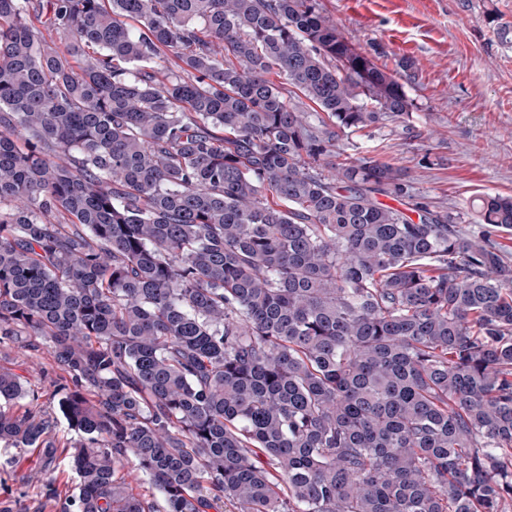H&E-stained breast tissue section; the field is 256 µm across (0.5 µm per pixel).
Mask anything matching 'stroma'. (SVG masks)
Masks as SVG:
<instances>
[{"instance_id":"1","label":"stroma","mask_w":512,"mask_h":512,"mask_svg":"<svg viewBox=\"0 0 512 512\" xmlns=\"http://www.w3.org/2000/svg\"><path fill=\"white\" fill-rule=\"evenodd\" d=\"M358 48L387 67L411 58L400 78L414 103L406 122L358 131L362 153L408 171L418 196L435 209L465 207L481 193L512 195V0H320ZM0 370L35 389L59 372L47 352L31 357L0 346ZM53 481L59 499L41 496ZM66 453L44 469L38 449L0 443V512H61L75 488Z\"/></svg>"}]
</instances>
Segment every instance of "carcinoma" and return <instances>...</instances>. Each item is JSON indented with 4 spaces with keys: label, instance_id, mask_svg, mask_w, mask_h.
<instances>
[{
    "label": "carcinoma",
    "instance_id": "1",
    "mask_svg": "<svg viewBox=\"0 0 512 512\" xmlns=\"http://www.w3.org/2000/svg\"><path fill=\"white\" fill-rule=\"evenodd\" d=\"M48 2L64 53L0 0V345L71 382L62 512H509L512 197L432 210L336 151L414 62L319 0ZM0 397L51 464L40 392Z\"/></svg>",
    "mask_w": 512,
    "mask_h": 512
}]
</instances>
